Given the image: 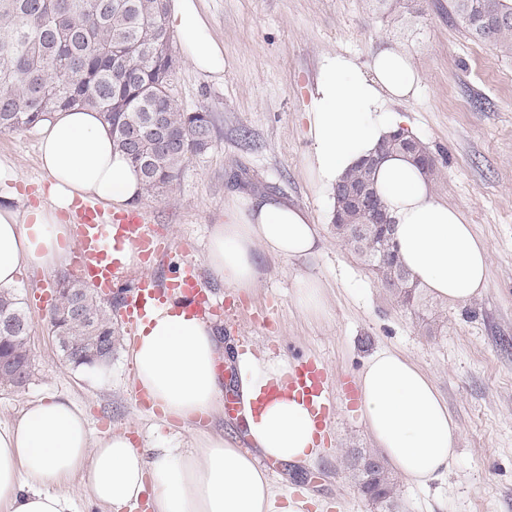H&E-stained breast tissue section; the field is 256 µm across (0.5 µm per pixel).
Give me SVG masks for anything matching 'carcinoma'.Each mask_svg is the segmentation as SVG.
Listing matches in <instances>:
<instances>
[{"mask_svg": "<svg viewBox=\"0 0 512 512\" xmlns=\"http://www.w3.org/2000/svg\"><path fill=\"white\" fill-rule=\"evenodd\" d=\"M0 0V132L37 126L52 109L92 108L115 129V142L140 172L144 196L170 187L196 156L212 145L210 112H187L170 93L175 59L166 22L167 0ZM466 31L512 55V0H450ZM376 166L360 165L343 183L375 186ZM368 218L354 213L336 224V237L377 277L393 300L414 307L420 285L367 230ZM50 314L60 352L76 366L101 361L102 341L117 329L110 310L73 276ZM79 304L82 316L70 307ZM30 324L21 301L0 290V358L26 366L24 376L0 371V387L21 388L32 361ZM375 452L357 450L349 466L361 493L378 487V509L392 507L396 484L388 467L370 472L361 461Z\"/></svg>", "mask_w": 512, "mask_h": 512, "instance_id": "obj_1", "label": "carcinoma"}]
</instances>
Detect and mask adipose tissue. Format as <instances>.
<instances>
[{
	"label": "adipose tissue",
	"instance_id": "ef3b65f1",
	"mask_svg": "<svg viewBox=\"0 0 512 512\" xmlns=\"http://www.w3.org/2000/svg\"><path fill=\"white\" fill-rule=\"evenodd\" d=\"M167 23L184 56L200 73H224V49L198 0H172ZM419 84L408 51L380 46L366 66L332 54L320 64L306 112L310 182L331 195L348 170L375 155L401 130L394 103ZM39 166L49 183L38 208L21 205L18 175L0 162V288H11L21 267L51 271L68 263L60 239L71 227L62 215L78 199L121 212L143 196L141 179L114 144L110 125L92 109L53 112L42 123ZM376 187L395 221L401 263L430 295L466 303L488 287L490 255L463 214L436 194L412 158L387 155ZM321 241L310 213L276 197L237 194L224 220L209 232L210 270L239 292L261 276L258 250L288 258L312 255ZM225 350L210 322L177 306L157 308L140 326L131 351L135 381L164 415L187 424L181 438L135 447L123 433L98 435L79 405L65 397L27 404L0 425V507L5 512H75L67 487L107 507L148 498L153 512H302L300 501L279 502L261 465L272 460L310 465L318 455L316 425L306 406L289 398L281 357L237 354L239 397L253 450L233 447L198 428L222 406L217 366ZM361 414L389 462L410 482L445 474L454 458L457 426L435 384L409 359L376 352L358 378Z\"/></svg>",
	"mask_w": 512,
	"mask_h": 512
}]
</instances>
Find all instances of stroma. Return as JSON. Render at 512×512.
<instances>
[{"label":"stroma","instance_id":"1","mask_svg":"<svg viewBox=\"0 0 512 512\" xmlns=\"http://www.w3.org/2000/svg\"><path fill=\"white\" fill-rule=\"evenodd\" d=\"M200 7L228 66L215 79L178 59L170 89L184 109L212 113L213 143L163 193L142 198L141 207L200 264L211 226L223 221L224 203L236 193L304 207L321 231L309 258L260 254L264 276L250 292L226 288L205 272L208 285L240 306L237 326L215 323L217 336L255 355L314 357L334 381L358 379L377 351L404 355L433 380L458 440L441 478L418 485L397 477L395 512H512V55L467 34L449 15L448 0H412L395 19L379 0H200ZM383 41L403 45L420 75L417 94L395 109L439 163L436 193L464 214L490 252L483 296L465 306L438 302L446 323L432 331L425 314L398 306L337 239L331 207L306 175L305 112L323 57L336 53L364 66ZM0 161L17 171L25 206L38 207L48 185L37 131L0 133ZM302 277L322 282L323 315L294 302ZM55 288V276L35 270L23 271L13 287L30 322L33 368L24 388H0V425L28 402L57 395L83 407L98 434L127 431L139 445L180 432L178 420L132 402L134 338L127 331L105 364L61 360L34 300L36 291ZM377 448L359 409L341 405L312 465L265 467L273 487L303 501L304 512H377L346 464L349 452Z\"/></svg>","mask_w":512,"mask_h":512}]
</instances>
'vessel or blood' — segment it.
Here are the masks:
<instances>
[{
    "label": "vessel or blood",
    "mask_w": 512,
    "mask_h": 512,
    "mask_svg": "<svg viewBox=\"0 0 512 512\" xmlns=\"http://www.w3.org/2000/svg\"><path fill=\"white\" fill-rule=\"evenodd\" d=\"M77 226L74 274L98 292L124 298L121 317L129 329L147 320L154 306L177 299L192 314L222 320L224 302L206 285L198 263L182 257L165 286L151 275H137L120 260L125 246L138 252L142 264L171 257L173 246L150 215L141 209L112 215L90 202L76 203L70 215ZM288 390L312 412L318 430H326L335 401L354 402L351 382L332 384L317 360L298 358L292 364Z\"/></svg>",
    "instance_id": "vessel-or-blood-1"
}]
</instances>
